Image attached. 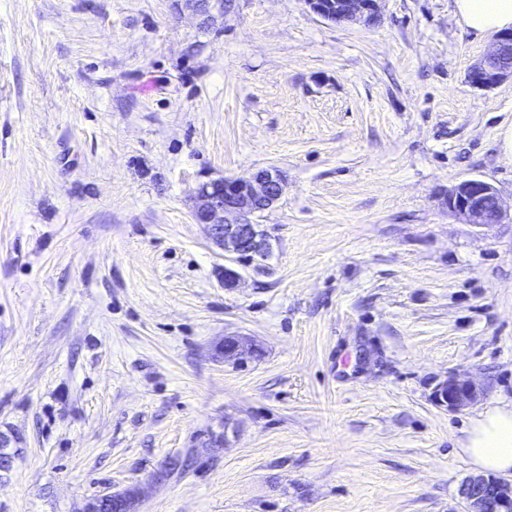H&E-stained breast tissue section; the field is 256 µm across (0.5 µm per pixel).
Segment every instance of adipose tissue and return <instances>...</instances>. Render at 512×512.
<instances>
[{
    "instance_id": "adipose-tissue-1",
    "label": "adipose tissue",
    "mask_w": 512,
    "mask_h": 512,
    "mask_svg": "<svg viewBox=\"0 0 512 512\" xmlns=\"http://www.w3.org/2000/svg\"><path fill=\"white\" fill-rule=\"evenodd\" d=\"M462 24L478 34L512 29V0H454ZM481 473L512 472V407H492L472 420L460 448Z\"/></svg>"
}]
</instances>
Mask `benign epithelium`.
Returning a JSON list of instances; mask_svg holds the SVG:
<instances>
[{
    "instance_id": "7a95c632",
    "label": "benign epithelium",
    "mask_w": 512,
    "mask_h": 512,
    "mask_svg": "<svg viewBox=\"0 0 512 512\" xmlns=\"http://www.w3.org/2000/svg\"><path fill=\"white\" fill-rule=\"evenodd\" d=\"M312 12L340 24H375L380 17L379 0H305ZM512 31L495 36L494 45L470 69L469 82L479 88H492L512 80ZM281 175L270 169L257 171L248 179L220 178L201 184L195 194L192 217L204 226L208 238L233 260L255 262L264 259L270 247L266 233L251 222L259 209L270 208L283 193ZM448 210L462 223L476 227L512 224V212L501 202L497 189L489 182L471 178L450 189ZM226 358L245 357L239 338L224 339L220 346ZM484 388L473 379L456 372L437 382L432 399L451 412L475 405ZM459 497L466 512H512V480L504 477L473 474L460 485Z\"/></svg>"
}]
</instances>
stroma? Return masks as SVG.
<instances>
[{"instance_id": "1", "label": "stroma", "mask_w": 512, "mask_h": 512, "mask_svg": "<svg viewBox=\"0 0 512 512\" xmlns=\"http://www.w3.org/2000/svg\"><path fill=\"white\" fill-rule=\"evenodd\" d=\"M491 40L453 0H0V512H463L465 430L512 405V224L444 203L512 205ZM259 168L271 251L228 290L194 193ZM328 1V2H326ZM305 0L312 12L340 24H375L380 17L379 0ZM446 198L448 210L464 224L476 227L512 224V209L508 213L497 189L485 180H464L448 189ZM484 388L473 379L456 372L437 382L432 399L439 407L458 412L475 405L483 396ZM101 498L104 496H100ZM100 497L88 500L82 507L83 512H131L137 500L135 488H127L122 492L108 495L104 500L97 503ZM103 499V498H102Z\"/></svg>"}]
</instances>
